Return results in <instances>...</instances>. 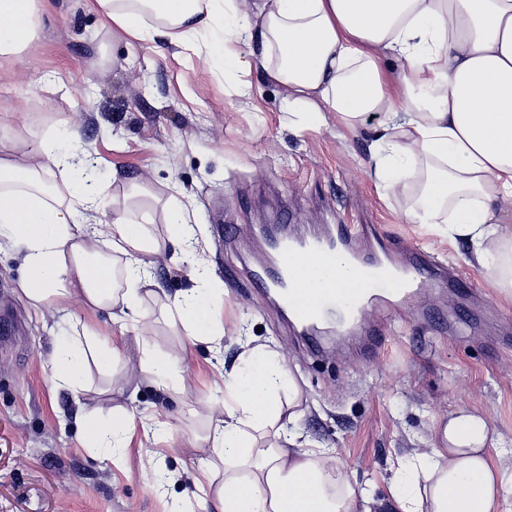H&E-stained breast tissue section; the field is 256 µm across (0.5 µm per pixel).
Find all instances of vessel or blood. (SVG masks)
<instances>
[{"instance_id":"obj_1","label":"vessel or blood","mask_w":512,"mask_h":512,"mask_svg":"<svg viewBox=\"0 0 512 512\" xmlns=\"http://www.w3.org/2000/svg\"><path fill=\"white\" fill-rule=\"evenodd\" d=\"M270 250L255 282L274 291L291 324L309 336L330 319L350 322L369 303L408 298L412 274L422 269L416 251L399 261L374 254L345 224L330 239L280 236L271 241Z\"/></svg>"}]
</instances>
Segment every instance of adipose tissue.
I'll return each mask as SVG.
<instances>
[{
    "instance_id": "adipose-tissue-1",
    "label": "adipose tissue",
    "mask_w": 512,
    "mask_h": 512,
    "mask_svg": "<svg viewBox=\"0 0 512 512\" xmlns=\"http://www.w3.org/2000/svg\"><path fill=\"white\" fill-rule=\"evenodd\" d=\"M36 0H0V56L20 53L33 37ZM118 32L170 44L203 43L207 62L241 67L247 47L264 73L283 86V104L299 127L335 113L355 126L381 115L372 146L373 179L386 192L403 188L405 170L424 163L415 224L446 219L452 236L471 244L477 260L495 256L492 273L512 299V234L500 231L512 209V0H97ZM158 25L148 28L147 18ZM400 62L393 75L383 60ZM79 132L17 135L0 158V252L13 251L24 268L21 291L33 309L80 303L127 311L148 334L144 299L162 303L187 337L221 351L217 319L223 289L196 264L190 288L168 294L154 275L163 244L194 258L205 241L184 210L168 225L166 243L144 228L149 197L104 226L109 184L87 179L58 187L56 175L85 166L69 147ZM124 258L116 280L110 257ZM115 354L89 325L62 342L52 371L55 388L71 390L87 360L108 366ZM288 385L273 354L255 347L224 378L223 413L203 437L217 464L201 466L212 512H287V499L313 495L319 512H357L366 500L323 451L299 448L292 435L260 446L257 435L282 418ZM490 427L474 409L448 419L441 446L427 466L392 483L390 512H512V471L486 447Z\"/></svg>"
}]
</instances>
